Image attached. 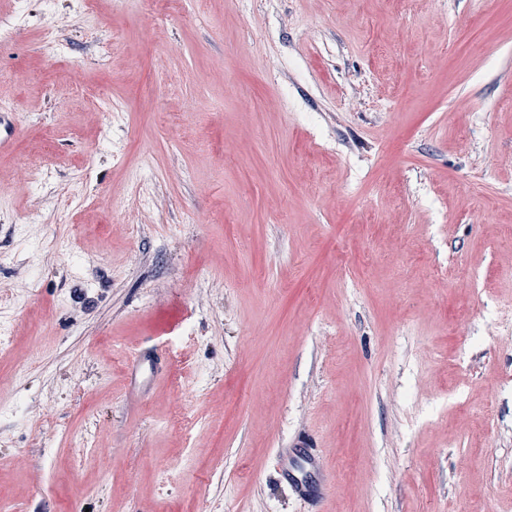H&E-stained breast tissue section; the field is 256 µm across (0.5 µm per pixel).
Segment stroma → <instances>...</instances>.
<instances>
[{
  "label": "stroma",
  "mask_w": 512,
  "mask_h": 512,
  "mask_svg": "<svg viewBox=\"0 0 512 512\" xmlns=\"http://www.w3.org/2000/svg\"><path fill=\"white\" fill-rule=\"evenodd\" d=\"M180 2L0 42V502L512 512V0Z\"/></svg>",
  "instance_id": "obj_1"
}]
</instances>
